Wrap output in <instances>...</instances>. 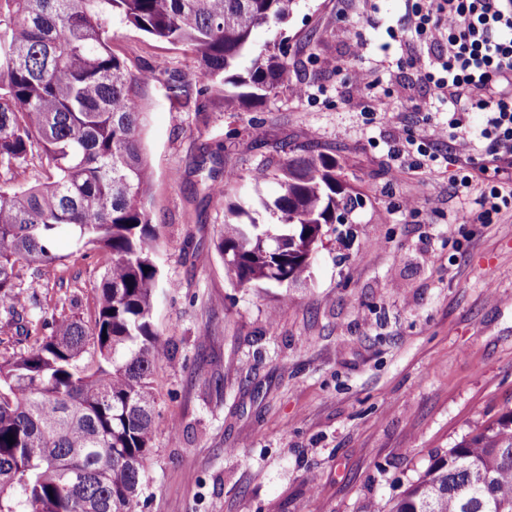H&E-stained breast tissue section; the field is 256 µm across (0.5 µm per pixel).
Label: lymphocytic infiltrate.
Here are the masks:
<instances>
[{"mask_svg": "<svg viewBox=\"0 0 512 512\" xmlns=\"http://www.w3.org/2000/svg\"><path fill=\"white\" fill-rule=\"evenodd\" d=\"M408 29L419 41L440 46L422 62L424 79L448 101L445 124H423L403 143L389 145L393 159L416 154L427 165L439 163V139L499 162L512 159V0H408ZM482 113L481 126L470 121ZM461 195L475 194L476 205L453 216L457 224H484L490 215L512 211V185L474 179L462 172Z\"/></svg>", "mask_w": 512, "mask_h": 512, "instance_id": "1", "label": "lymphocytic infiltrate"}]
</instances>
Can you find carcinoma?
<instances>
[{
    "label": "carcinoma",
    "instance_id": "cac0c4a2",
    "mask_svg": "<svg viewBox=\"0 0 512 512\" xmlns=\"http://www.w3.org/2000/svg\"><path fill=\"white\" fill-rule=\"evenodd\" d=\"M296 0H0V169L38 151L48 181L0 183V307L26 309L17 266L57 269V240L110 255L94 315L43 311L16 326L25 351L0 358V512H143L146 462L160 417L156 364L171 357L153 321L161 287L152 172L141 147L140 85L112 52V17L179 44L207 85L236 105L276 96L288 76L283 42L254 49V32L285 23ZM249 65L241 67L243 59ZM224 144L201 154L210 188ZM336 157L283 160L279 187L250 207L229 202L214 243L240 287L308 273L324 230L358 204ZM265 211L273 224L256 218ZM13 436L14 444L8 443ZM365 512H512V411L475 427L398 496Z\"/></svg>",
    "mask_w": 512,
    "mask_h": 512
}]
</instances>
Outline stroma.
Returning <instances> with one entry per match:
<instances>
[{
    "mask_svg": "<svg viewBox=\"0 0 512 512\" xmlns=\"http://www.w3.org/2000/svg\"><path fill=\"white\" fill-rule=\"evenodd\" d=\"M405 13V0H297L279 28L290 70L277 95L232 110L220 89L200 110L173 93L204 83L182 46L113 23L131 71L169 77L139 90L164 282L154 321L174 355L157 368L146 512L383 508L432 455L512 410V213L451 223L473 204L457 195L453 164L410 157L390 176L389 144L448 111L420 71L432 46L409 32L389 40ZM363 68L376 85L361 92ZM379 95L392 114L373 112ZM219 141L239 179L216 195L197 160ZM304 147L335 156L363 206L325 238L306 279L237 287L214 248L226 204L274 198V182L253 188L252 168ZM57 251L56 276L24 265L17 284L29 306L89 318L106 257L65 235Z\"/></svg>",
    "mask_w": 512,
    "mask_h": 512,
    "instance_id": "obj_1",
    "label": "stroma"
}]
</instances>
